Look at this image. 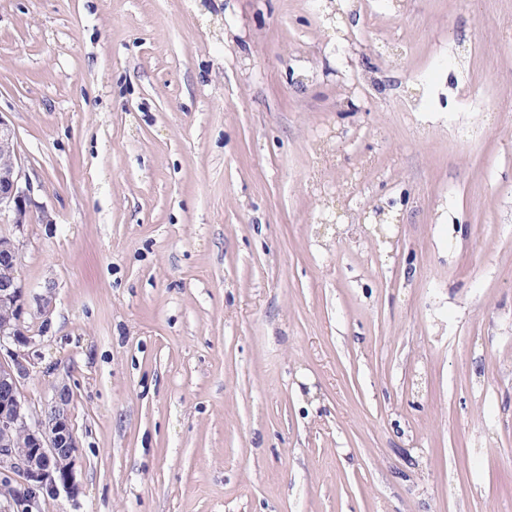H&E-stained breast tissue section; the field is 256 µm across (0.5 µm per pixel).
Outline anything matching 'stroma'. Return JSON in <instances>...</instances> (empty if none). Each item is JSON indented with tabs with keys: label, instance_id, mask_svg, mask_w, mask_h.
Segmentation results:
<instances>
[{
	"label": "stroma",
	"instance_id": "35a3bbf8",
	"mask_svg": "<svg viewBox=\"0 0 512 512\" xmlns=\"http://www.w3.org/2000/svg\"><path fill=\"white\" fill-rule=\"evenodd\" d=\"M326 12L0 0L46 512H512V0Z\"/></svg>",
	"mask_w": 512,
	"mask_h": 512
}]
</instances>
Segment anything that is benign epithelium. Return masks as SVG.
<instances>
[{
  "label": "benign epithelium",
  "instance_id": "7a95c632",
  "mask_svg": "<svg viewBox=\"0 0 512 512\" xmlns=\"http://www.w3.org/2000/svg\"><path fill=\"white\" fill-rule=\"evenodd\" d=\"M39 220L53 223L35 197L22 167L16 133L0 114V480L27 488L22 496H0V512H45L65 492H79L75 464L80 451L71 424L72 389L65 383L42 408L31 407L22 384L36 365V335L45 332L54 310L57 284L47 280L34 292L16 271L18 236ZM41 319L38 329L26 316Z\"/></svg>",
  "mask_w": 512,
  "mask_h": 512
}]
</instances>
